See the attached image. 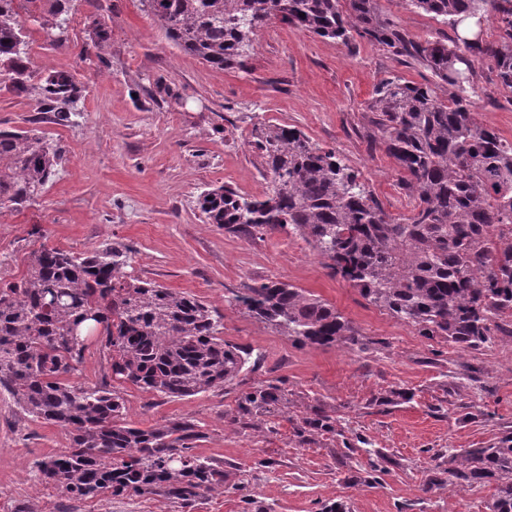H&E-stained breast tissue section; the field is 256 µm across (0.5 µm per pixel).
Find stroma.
I'll list each match as a JSON object with an SVG mask.
<instances>
[{"label": "stroma", "instance_id": "1", "mask_svg": "<svg viewBox=\"0 0 512 512\" xmlns=\"http://www.w3.org/2000/svg\"><path fill=\"white\" fill-rule=\"evenodd\" d=\"M380 6L413 40L451 34L404 0ZM94 15L111 30L102 51L89 29ZM25 64L26 92L0 84V130H40L62 164L35 203L0 212V260L10 276L44 244L73 253L129 248L141 279L215 309L225 342L249 352L250 363L191 397L132 385L123 393L137 427L196 423L194 453L223 465V490L185 505L157 495L68 499L35 468L67 448L66 430L0 393L1 504L11 512H491L496 481L449 483L448 458L512 435V334L495 331L478 350L421 335L331 277L299 236L231 234L197 206L201 191L221 185L261 196L252 131L285 123L335 149L387 212L406 213L397 163L370 138L368 105L381 79L424 83L429 70L365 38L346 46L277 20L258 32L244 66L220 70L181 53L138 0H70L64 35L32 28ZM50 70L71 72L83 89L69 121L40 109L36 88ZM473 101L477 121L511 141L512 91L497 85L488 63L475 69ZM270 280L333 305L368 350L298 343L236 305L235 292ZM269 383L285 396L283 412L242 427L243 395ZM318 410L334 430L301 432Z\"/></svg>", "mask_w": 512, "mask_h": 512}]
</instances>
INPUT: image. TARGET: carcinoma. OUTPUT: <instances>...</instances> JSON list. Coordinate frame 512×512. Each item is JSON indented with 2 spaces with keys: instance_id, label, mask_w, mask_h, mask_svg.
Returning <instances> with one entry per match:
<instances>
[{
  "instance_id": "cac0c4a2",
  "label": "carcinoma",
  "mask_w": 512,
  "mask_h": 512,
  "mask_svg": "<svg viewBox=\"0 0 512 512\" xmlns=\"http://www.w3.org/2000/svg\"><path fill=\"white\" fill-rule=\"evenodd\" d=\"M69 2L0 0V83L27 89L25 24L62 33ZM139 2L181 52L221 70L243 66L257 31L272 20L344 45L357 35L431 70V82L383 80L370 102L373 142L398 164L408 213H388L336 150L292 126L262 123L250 146L270 177L264 198L222 185L202 192L197 205L229 233L301 235L332 277L425 336L476 349L492 328L512 323V141L477 123L472 102L478 63L489 62L497 83L512 90V0H404L448 25L454 37L446 42L408 38L379 0ZM486 18L496 23L491 39L480 30ZM92 34L97 47L110 40L100 20ZM80 92L72 73L50 71L40 108L67 120ZM60 164L59 149L39 131L1 130L0 210L30 206ZM233 300L302 344L366 349L335 307L289 283L248 286ZM79 325L86 333L75 341L70 333ZM220 328L195 296L135 276L124 248L32 252L20 277L0 282V391L25 415L68 433V448L37 462L42 480L77 500L160 495L187 504L224 488V468L192 453L201 437L194 423L132 426L119 387L70 381L96 346L110 351L112 380L147 393L181 398L220 387L248 363ZM281 402L278 386L254 388L240 405L243 425L253 410ZM303 424L335 429L321 411ZM448 464L450 480L500 481L492 512H512V436Z\"/></svg>"
}]
</instances>
